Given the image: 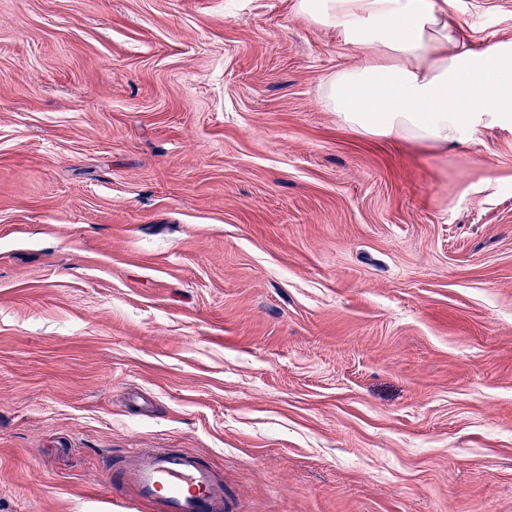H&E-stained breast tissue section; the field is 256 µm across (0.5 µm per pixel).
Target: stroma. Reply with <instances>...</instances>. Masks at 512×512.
Returning <instances> with one entry per match:
<instances>
[{
  "mask_svg": "<svg viewBox=\"0 0 512 512\" xmlns=\"http://www.w3.org/2000/svg\"><path fill=\"white\" fill-rule=\"evenodd\" d=\"M296 4L0 0V512H154L136 448L232 512H512V124L351 131ZM118 479L160 512H228L222 474L193 453L136 448Z\"/></svg>",
  "mask_w": 512,
  "mask_h": 512,
  "instance_id": "35a3bbf8",
  "label": "stroma"
}]
</instances>
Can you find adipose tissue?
Masks as SVG:
<instances>
[{
  "label": "adipose tissue",
  "mask_w": 512,
  "mask_h": 512,
  "mask_svg": "<svg viewBox=\"0 0 512 512\" xmlns=\"http://www.w3.org/2000/svg\"><path fill=\"white\" fill-rule=\"evenodd\" d=\"M363 57L330 78L326 102L364 136L467 148L512 123V40L468 34L448 0H298Z\"/></svg>",
  "instance_id": "1"
}]
</instances>
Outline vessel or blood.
Instances as JSON below:
<instances>
[{
    "mask_svg": "<svg viewBox=\"0 0 512 512\" xmlns=\"http://www.w3.org/2000/svg\"><path fill=\"white\" fill-rule=\"evenodd\" d=\"M118 479L158 512H226L222 474L193 453L134 449Z\"/></svg>",
    "mask_w": 512,
    "mask_h": 512,
    "instance_id": "obj_1",
    "label": "vessel or blood"
}]
</instances>
